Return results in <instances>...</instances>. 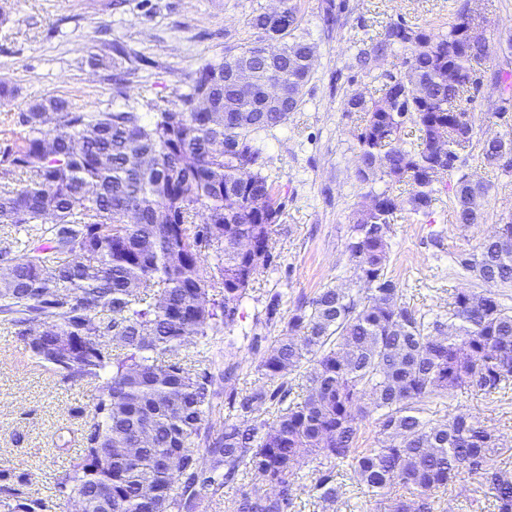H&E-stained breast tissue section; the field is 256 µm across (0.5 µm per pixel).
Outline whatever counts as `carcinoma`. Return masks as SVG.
<instances>
[{
    "mask_svg": "<svg viewBox=\"0 0 512 512\" xmlns=\"http://www.w3.org/2000/svg\"><path fill=\"white\" fill-rule=\"evenodd\" d=\"M321 10L326 28L343 26L344 4L325 0ZM282 12L273 56L267 12L256 11L255 38L202 61L172 107L139 111L117 79L113 99L124 103L108 111H72L54 97L33 103L0 152V224L15 228L0 252V321L19 327L43 366L98 391L85 454L56 483L84 512H197L206 495L249 474L276 493L244 490L235 512H292L303 479L330 512L337 468L374 496L400 487L415 497L395 512H432L433 490L472 475L498 447L464 416L437 423L424 414L456 388H512V217L457 256L477 287L451 294L443 314L407 301L389 271L394 214L435 223L434 195L473 151L512 169V160L492 159L495 146L477 137L476 123H458L481 87L472 61L489 53L459 49L464 30L480 25L473 0H458L445 32L390 22L359 49L367 73L396 48L407 56L383 75L380 97L355 93L343 104L363 114L355 177L377 200L353 213L345 243L356 287L298 302L261 358L266 387L241 395L234 368L224 370L235 416L212 433L214 375L186 366L181 353L234 331L255 275L272 263L281 205L265 175L266 138L302 105L315 53L295 35L297 6L282 0ZM241 68L251 74L246 91L234 81ZM270 85L287 93L285 109L265 108ZM378 182L385 188L375 190ZM488 189L465 173L456 179L457 223H481L469 200ZM292 373L304 381L300 402L285 381ZM265 405L270 421L255 416ZM372 412L377 446L360 449L359 422ZM485 481L497 512H512V471ZM3 492L16 502L7 512H48L26 481Z\"/></svg>",
    "mask_w": 512,
    "mask_h": 512,
    "instance_id": "1",
    "label": "carcinoma"
}]
</instances>
